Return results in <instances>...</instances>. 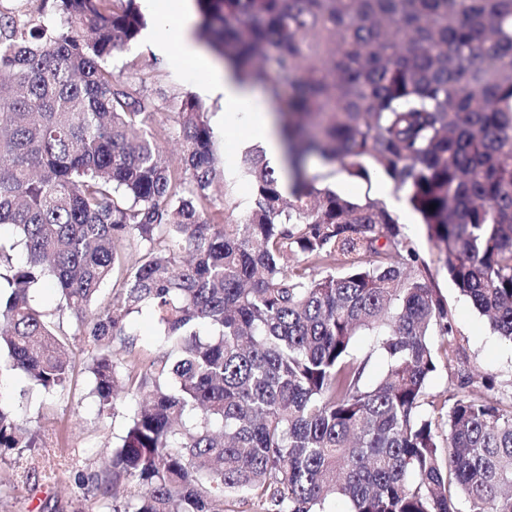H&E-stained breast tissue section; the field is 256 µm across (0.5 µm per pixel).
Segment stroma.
<instances>
[{
	"label": "stroma",
	"instance_id": "obj_1",
	"mask_svg": "<svg viewBox=\"0 0 512 512\" xmlns=\"http://www.w3.org/2000/svg\"><path fill=\"white\" fill-rule=\"evenodd\" d=\"M107 65L122 79L140 87L152 102V127L170 162L180 158L182 134L175 114L181 99L189 93L201 100L208 114L219 167L234 170L242 153L252 149L243 130L226 119L220 99L205 91L202 77L169 66L141 41L115 51ZM309 172L317 176L320 186L343 196L361 199L379 195L376 182L350 177L338 165H327L317 158L311 160ZM390 196L388 210L399 219L405 235L428 266L431 283L447 300L453 317L458 366L453 369L446 360H438L428 381L431 398L443 400L463 373L471 376L475 393L493 401H508L512 398V343L494 334L485 318L456 288L405 193L394 189ZM76 373L75 386L62 397L43 395L19 374L0 380V406L13 409L31 427L41 429L45 442L44 447L20 458L0 456V512H41L45 500H70L76 489V474L100 469L106 446L117 443L123 435L138 406L137 398L120 397L113 414L99 415L89 393L88 373L81 366Z\"/></svg>",
	"mask_w": 512,
	"mask_h": 512
}]
</instances>
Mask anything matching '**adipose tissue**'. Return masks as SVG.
I'll return each instance as SVG.
<instances>
[{
    "mask_svg": "<svg viewBox=\"0 0 512 512\" xmlns=\"http://www.w3.org/2000/svg\"><path fill=\"white\" fill-rule=\"evenodd\" d=\"M154 26L145 43L157 56L178 68L206 74V91L221 99L227 112L244 122L247 137L260 143L272 162H279L282 144L268 113L259 111L253 93L222 72L219 65L193 38L191 0H143Z\"/></svg>",
    "mask_w": 512,
    "mask_h": 512,
    "instance_id": "adipose-tissue-1",
    "label": "adipose tissue"
}]
</instances>
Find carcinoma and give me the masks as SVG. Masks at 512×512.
Instances as JSON below:
<instances>
[{
    "instance_id": "obj_1",
    "label": "carcinoma",
    "mask_w": 512,
    "mask_h": 512,
    "mask_svg": "<svg viewBox=\"0 0 512 512\" xmlns=\"http://www.w3.org/2000/svg\"><path fill=\"white\" fill-rule=\"evenodd\" d=\"M42 2L59 24L0 9V228L14 230L0 241V376L71 388V334L32 303L48 285L87 337L99 415L121 391L143 400L105 467L75 480L73 512L108 498L110 512H224L231 495L264 512L331 498L512 512V402L463 375L445 415L422 412L432 337L456 359L448 303L380 200L320 187L307 166L405 192L457 288L512 342V0H196L197 38L240 84L272 102L281 80L293 88L277 116L291 185L246 151L235 222L202 103L180 101L174 168L151 103L106 66L147 27L140 0ZM290 254L309 271H288ZM144 309L163 348L147 366L127 331ZM361 332L387 360L373 386L370 356L351 353ZM39 441L0 408V455ZM229 183L228 203L224 210V219L236 221L243 218L250 197V187L243 180L235 179Z\"/></svg>"
}]
</instances>
